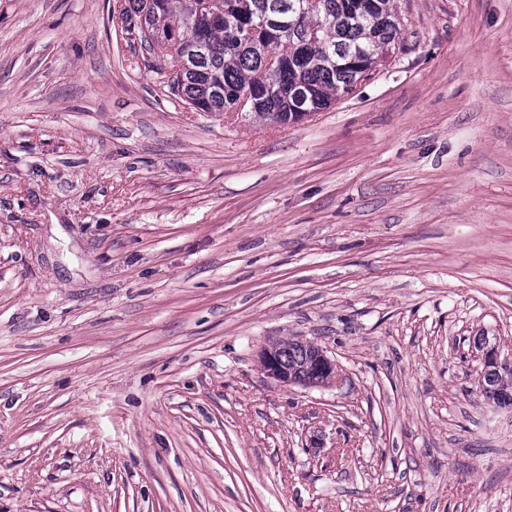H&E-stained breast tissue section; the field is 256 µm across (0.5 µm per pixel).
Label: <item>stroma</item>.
I'll list each match as a JSON object with an SVG mask.
<instances>
[{"label":"stroma","instance_id":"35a3bbf8","mask_svg":"<svg viewBox=\"0 0 512 512\" xmlns=\"http://www.w3.org/2000/svg\"><path fill=\"white\" fill-rule=\"evenodd\" d=\"M121 2L0 0V512H512V0H395L289 125L170 98ZM294 342L303 346L304 359L293 365L288 364V361L301 356L300 348L294 345L288 348L284 341L264 343L259 347L258 363L266 378L283 386L299 385L306 388L323 387L336 381L339 376L336 360L328 357L318 346L308 348L310 342ZM485 371L482 374V379L480 381V389L481 395L486 405L495 409H502L512 407V384L511 378L510 381H506L503 377L502 373H497L496 381L491 383L489 382V377L486 375L488 373L489 368H497L494 364H489L484 362ZM484 384V385H483ZM486 385V386H485Z\"/></svg>","mask_w":512,"mask_h":512}]
</instances>
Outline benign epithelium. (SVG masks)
<instances>
[{
  "label": "benign epithelium",
  "mask_w": 512,
  "mask_h": 512,
  "mask_svg": "<svg viewBox=\"0 0 512 512\" xmlns=\"http://www.w3.org/2000/svg\"><path fill=\"white\" fill-rule=\"evenodd\" d=\"M304 348V359L288 364V345L282 341L265 343L257 351L260 369L266 378L283 386L299 385L306 388L323 387L336 380L339 366L318 347L299 340Z\"/></svg>",
  "instance_id": "1"
}]
</instances>
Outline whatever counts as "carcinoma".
I'll return each mask as SVG.
<instances>
[{
	"label": "carcinoma",
	"instance_id": "1",
	"mask_svg": "<svg viewBox=\"0 0 512 512\" xmlns=\"http://www.w3.org/2000/svg\"><path fill=\"white\" fill-rule=\"evenodd\" d=\"M289 0H127L118 19L128 36L153 51L155 73L171 98L197 112L234 111L241 94H261L245 116L285 125L293 92H308L320 112L350 94L360 72L348 65L358 47L380 67L395 52L400 22L395 0H374L373 12L348 13L350 0H302L303 10L274 9ZM486 405L512 407V383L498 375L480 381Z\"/></svg>",
	"mask_w": 512,
	"mask_h": 512
}]
</instances>
